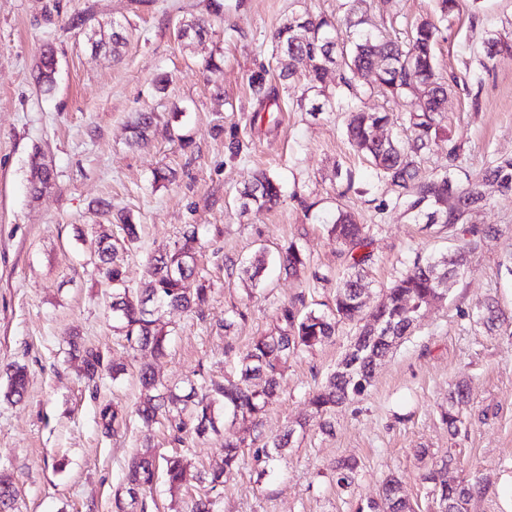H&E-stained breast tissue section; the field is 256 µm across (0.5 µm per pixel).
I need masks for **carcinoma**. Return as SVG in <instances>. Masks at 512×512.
I'll list each match as a JSON object with an SVG mask.
<instances>
[{"mask_svg": "<svg viewBox=\"0 0 512 512\" xmlns=\"http://www.w3.org/2000/svg\"><path fill=\"white\" fill-rule=\"evenodd\" d=\"M461 0H437L434 16L426 17L411 28L405 41L393 40L374 33L362 16L348 18L340 25L326 16L313 17L298 14L287 18L273 33L276 48L288 58L279 79L286 82L295 75L294 62L305 64L304 77L307 90L316 96L297 100L300 108L308 112H331L333 105L321 89L327 72L339 69L340 81L351 96L358 93L359 82L369 76L372 88L389 102L397 103L412 94L411 85L421 87L417 108L408 112L407 122L411 138L399 141L391 137L379 139L375 130L392 123L388 111L366 112L351 102L347 103L345 135L351 146L369 161L391 187L398 191L395 203L425 219L426 224L454 225L485 200L481 183L459 188L452 184L448 174L420 180L412 155L428 149L439 135L442 112L448 100L449 84L436 73L435 45L442 35V26L460 10ZM56 59L50 46L42 52L37 80L44 86L55 81ZM249 86L253 96L264 102L270 97L264 74L251 76ZM153 124L152 113L139 112L131 122L132 136L137 142L148 140ZM36 173L30 193L40 196L52 184L54 173L40 154L31 157ZM483 181L497 183L501 194L512 195V157L495 160L487 168ZM457 194L459 205L455 210L440 206L448 200V192ZM281 184L264 172H259L239 192L242 212L270 211L281 203ZM122 237L111 239L101 236L95 242L94 255L98 270L112 284V316L116 329L133 350L148 349L155 356L165 353L168 331L161 323L168 309L193 311L209 300L210 289L203 283L188 288L185 282L193 277L198 266L195 242L198 231L192 225L182 233V242L164 247L152 255L146 264L150 279L149 293L134 296L125 287L126 266L124 255L138 240V227L130 215L118 217ZM329 234L342 246L348 261V273L337 287L332 306L326 310L299 309L284 306L277 315L274 330L256 338L241 357L236 374L222 380L212 379L202 387H194L179 394L157 378L152 367H140L137 380L140 388L135 414L147 426L161 424L173 440L184 443L188 437H201L217 430L220 416L251 420L261 423L267 407L278 395L284 367L288 358L321 347L336 336L339 325L358 324V331L373 320L388 334L375 336L355 335V351L343 360L350 368L337 366L325 385L312 392L309 398L311 417L316 419L324 433L333 431L331 416L343 404L363 396L371 386L376 363L393 352L387 336L408 337L414 320L422 309L434 302L447 299L448 289L438 287L440 276H459L457 267H467L474 243L461 244L449 256L417 258L411 269L395 279L383 293L373 309L367 311L364 295L367 290L368 268L373 262L369 251V227L360 224L354 214L339 210ZM280 268L291 277H297L308 263L307 256L291 243L278 254ZM264 255L257 256L243 269L251 287L260 284L264 270ZM103 367V356L93 348L83 349L81 370L93 379ZM28 386V375L18 367L11 374L7 396L23 400ZM469 399L467 384L458 382L448 391V405L441 412L448 432L455 434L462 423V409ZM106 430L117 434L127 426L128 413L118 405H106L100 412ZM294 429L276 436L255 452L256 460L271 463L288 447V437ZM242 443H224V466L189 473L184 456L175 451L169 455H156L150 450L136 452L130 459L124 480L131 494V502L141 504L145 512L146 501L138 495L152 490L159 478H164L170 491H179L196 483L200 494L193 497L189 512H215V506L224 486V470L237 464ZM358 464L344 458L336 461V486L342 490L352 486ZM453 460L445 458L433 463L424 474V481L432 484L438 499L445 502L447 512H467L476 492V485L455 474ZM17 490L10 474L0 471V512H14ZM419 505L402 494L400 481L395 476L385 478L377 498L357 503L356 512H418Z\"/></svg>", "mask_w": 512, "mask_h": 512, "instance_id": "cac0c4a2", "label": "carcinoma"}]
</instances>
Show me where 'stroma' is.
Returning a JSON list of instances; mask_svg holds the SVG:
<instances>
[{
	"mask_svg": "<svg viewBox=\"0 0 512 512\" xmlns=\"http://www.w3.org/2000/svg\"><path fill=\"white\" fill-rule=\"evenodd\" d=\"M436 0H0V469L16 479L19 512H117L123 475L135 450L170 453L162 425L131 415L125 431L107 434L99 413L116 403L131 409L136 374L152 361L160 378L186 390L233 374L252 341L276 323L279 308L332 304L346 269L328 233L337 209L368 225L374 262L367 305L417 255L478 244L448 297L428 307L415 331L381 361L368 392L337 408L335 432L316 424L295 434L270 465L253 452L296 421L307 419L310 391L325 382L356 327L340 325L332 343L289 358L279 398L262 425L225 420L219 432L184 447L192 468L220 464L224 441L246 442L240 463L224 474L218 512H355L396 475L421 512L434 507L423 476L433 461L452 457L458 475L480 481L470 512H512V196L484 185L485 204L448 228L414 221L396 194L347 143L341 112L311 113L296 100L302 75L289 87L271 36L295 13L343 19L348 10L375 32L404 37L432 14ZM207 18L203 38H182L184 22ZM120 26L119 58L93 49ZM512 41V0H463L436 47V64L457 85L448 95L443 132L422 154V175L447 169L453 184L480 177L495 157L512 155V59L488 58L490 41ZM56 51L53 89L36 80L44 46ZM265 72L276 104L264 110L249 88ZM167 74L166 89L155 75ZM153 111V132L135 142L128 125ZM457 147L456 160L448 150ZM52 166V186L31 197V156ZM171 168L173 181L157 179ZM276 176L282 205L241 212L235 203L252 173ZM126 211L140 238L126 258V286H149L145 265L157 249L198 229V275L211 293L198 313L173 311L166 356L150 360L114 331L112 289L94 261L98 236H121L112 215ZM310 258L300 277L269 266L263 287L248 286L227 261L263 251L276 258L288 243ZM494 303L500 321L476 320ZM247 310L224 332V316ZM125 365L119 378L90 382L78 373L72 344ZM28 371L22 401L5 396L13 367ZM464 381L469 401L452 435L441 420L449 385ZM428 449L419 458L417 449ZM342 457L358 463L354 486L337 489L332 472Z\"/></svg>",
	"mask_w": 512,
	"mask_h": 512,
	"instance_id": "stroma-1",
	"label": "stroma"
}]
</instances>
